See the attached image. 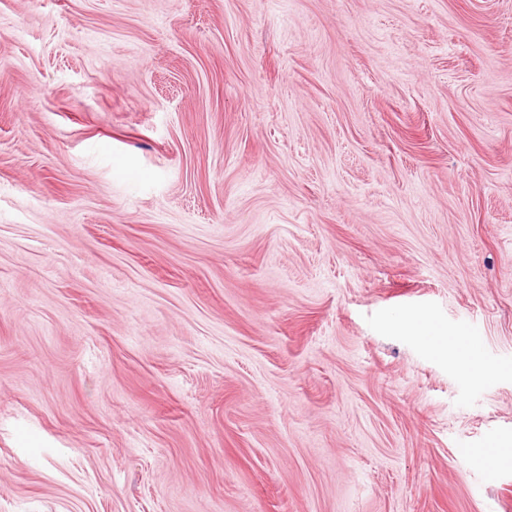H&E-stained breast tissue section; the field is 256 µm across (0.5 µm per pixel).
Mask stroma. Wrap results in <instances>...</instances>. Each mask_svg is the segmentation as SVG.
Here are the masks:
<instances>
[{"mask_svg": "<svg viewBox=\"0 0 512 512\" xmlns=\"http://www.w3.org/2000/svg\"><path fill=\"white\" fill-rule=\"evenodd\" d=\"M0 512H512V0H0Z\"/></svg>", "mask_w": 512, "mask_h": 512, "instance_id": "1", "label": "stroma"}]
</instances>
